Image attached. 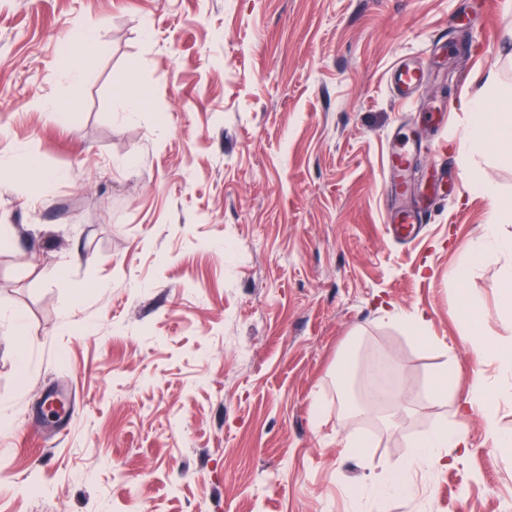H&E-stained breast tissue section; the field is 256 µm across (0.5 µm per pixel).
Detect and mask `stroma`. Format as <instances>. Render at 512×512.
<instances>
[{
    "label": "stroma",
    "instance_id": "stroma-1",
    "mask_svg": "<svg viewBox=\"0 0 512 512\" xmlns=\"http://www.w3.org/2000/svg\"><path fill=\"white\" fill-rule=\"evenodd\" d=\"M509 28L512 0H0V310L23 321L0 319V512H512V447L476 414L408 495L363 493L474 373L508 383L476 364L457 299L512 344V253L451 272L512 202L507 155L475 160L494 197L470 191L458 107L495 66L492 98L512 97ZM400 62L426 74L407 101ZM126 84L150 91L132 120ZM407 135L424 149L401 195L384 162ZM424 201L422 241L389 236L387 209ZM392 304L426 314L428 344ZM378 357L391 401L353 417ZM57 385L77 401L61 430L39 412ZM457 374L453 363L445 361L431 376V393L435 399L448 400L454 393Z\"/></svg>",
    "mask_w": 512,
    "mask_h": 512
}]
</instances>
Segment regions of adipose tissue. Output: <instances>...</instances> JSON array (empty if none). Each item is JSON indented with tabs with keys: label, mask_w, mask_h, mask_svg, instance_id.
I'll list each match as a JSON object with an SVG mask.
<instances>
[{
	"label": "adipose tissue",
	"mask_w": 512,
	"mask_h": 512,
	"mask_svg": "<svg viewBox=\"0 0 512 512\" xmlns=\"http://www.w3.org/2000/svg\"><path fill=\"white\" fill-rule=\"evenodd\" d=\"M461 111L469 115L465 131L466 149L460 156L461 168L468 183L478 192L491 193L492 187L484 176L470 166L473 155L486 152L512 153V103L490 101L475 95L460 102ZM512 222V206H493L488 227L481 240L460 259L454 269L458 282H465L472 269L496 252L512 253V239L500 235L499 225ZM461 316L469 327L477 362L494 360L500 369L512 373V347H503L490 337L485 317L469 301L460 304ZM464 424L455 421L429 428L409 444L405 460L373 481L370 489L379 497L403 495L409 491V478L415 467L447 464L448 451L465 447Z\"/></svg>",
	"instance_id": "obj_1"
}]
</instances>
